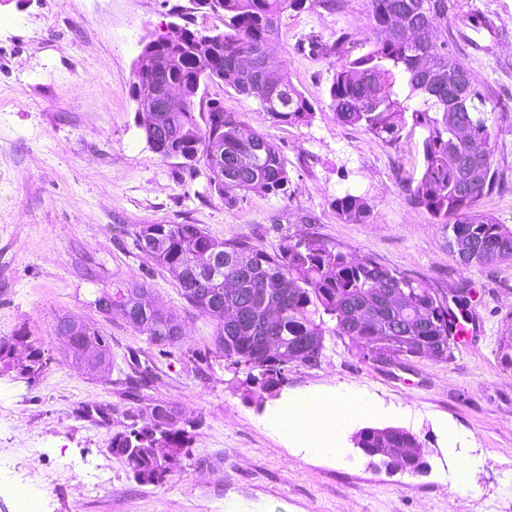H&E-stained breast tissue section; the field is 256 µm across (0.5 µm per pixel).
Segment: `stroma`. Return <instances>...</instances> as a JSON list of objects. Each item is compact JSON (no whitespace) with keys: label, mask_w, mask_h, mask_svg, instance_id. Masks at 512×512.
Masks as SVG:
<instances>
[{"label":"stroma","mask_w":512,"mask_h":512,"mask_svg":"<svg viewBox=\"0 0 512 512\" xmlns=\"http://www.w3.org/2000/svg\"><path fill=\"white\" fill-rule=\"evenodd\" d=\"M461 2L494 22L460 53L502 109L492 138L499 186L480 208L512 227V0ZM176 6L194 29L223 31L193 0H0V337L26 334L56 358L32 383L0 375V479L45 489L44 512H512V372L496 355L512 313V264L458 267L441 226L403 187L421 165L420 131L387 144L340 125L328 98L337 58L311 46L348 32L353 54L364 52L370 0L281 17L269 53L314 105L310 124L277 122L258 101L208 84L207 98L245 113L248 127L274 143L291 178L290 196L250 192L233 204L212 191L204 168L154 153L140 127L137 58L175 22ZM348 191L371 205L366 223L337 218L333 201ZM141 224H197L269 252L283 237L312 234L438 295L468 289L475 332L451 361L421 357L397 367L362 360L326 336L317 363L289 367L282 397L333 388L366 396L374 409L314 454L268 428L273 400H244L245 367L216 356L191 360L212 346L214 326L137 248ZM118 281L143 283L178 315L181 345L158 349L120 311L104 316L92 307L97 290ZM68 314L109 336V371L77 368L62 353L54 324ZM134 352L152 359L147 398L198 423L189 456L159 486L138 483L109 451L135 406L124 385ZM88 402L111 406L108 424L77 416ZM366 427L414 434L428 471L372 467L351 441ZM464 458L476 466L461 484Z\"/></svg>","instance_id":"35a3bbf8"}]
</instances>
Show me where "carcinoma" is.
<instances>
[{
  "mask_svg": "<svg viewBox=\"0 0 512 512\" xmlns=\"http://www.w3.org/2000/svg\"><path fill=\"white\" fill-rule=\"evenodd\" d=\"M342 0H214L211 10L224 31L204 34L190 21L175 25L170 40L156 44L165 58L168 81L183 86L184 111L159 132L145 134L147 144L162 158L187 156L188 166L203 165L214 190L226 203L236 193L260 192L288 196L291 179L279 150L264 134L246 130L243 114L226 112L217 102L195 111L197 83L216 79L246 98L257 100L273 119L288 125L311 123L315 108L290 82L285 69L268 55L281 16L317 5L334 11ZM373 38L370 48L351 56L342 34L314 49L339 58L328 90L329 107L344 126L362 129L385 142L397 141L407 127L422 133V165L404 181L411 204L425 209L442 224L448 240L459 239L480 258H457L464 269H493L512 264V228L478 210L480 201L498 184L492 134L498 121L496 103L483 91L448 34V15L459 0H371ZM465 27L479 33L491 29L480 12L462 16ZM161 83L136 64L133 97L157 96ZM336 216L364 224L371 214L368 201L345 192L333 201ZM138 249L177 282L187 304L214 325V349L193 353L244 365L263 377L261 385L244 381L246 400L254 390L271 398L292 364H312L321 357L326 334L337 336L356 354L370 360L379 352L406 360L419 352L437 351L453 357L452 336L470 319L469 301L456 296L458 315L444 297L425 284L378 262L353 261L337 246L316 236L283 238L269 253L245 237L216 239L198 224H141L135 231ZM224 255L212 266L211 256ZM140 283L98 291L105 312L118 310L127 323L157 347H175L182 340L181 323L162 307L146 305ZM55 332L78 364L92 350L100 365H111L109 339L82 317L59 319ZM316 340L312 353L303 341ZM497 358L512 369V316L503 320ZM53 357L27 336L0 339V373L38 378ZM126 376L130 397L144 400L148 367L130 357ZM129 429L112 435L109 451L124 459L141 484L161 485L189 454L191 430L197 424L174 407L153 400L130 414ZM358 443L373 449L419 448L412 433H387L367 427Z\"/></svg>",
  "mask_w": 512,
  "mask_h": 512,
  "instance_id": "1",
  "label": "carcinoma"
}]
</instances>
